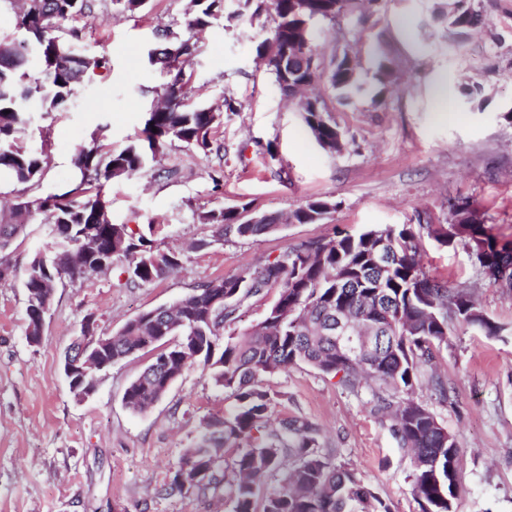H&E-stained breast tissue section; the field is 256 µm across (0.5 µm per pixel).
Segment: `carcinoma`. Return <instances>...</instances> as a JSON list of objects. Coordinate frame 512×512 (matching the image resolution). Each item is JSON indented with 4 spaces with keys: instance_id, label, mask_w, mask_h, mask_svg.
<instances>
[{
    "instance_id": "obj_1",
    "label": "carcinoma",
    "mask_w": 512,
    "mask_h": 512,
    "mask_svg": "<svg viewBox=\"0 0 512 512\" xmlns=\"http://www.w3.org/2000/svg\"><path fill=\"white\" fill-rule=\"evenodd\" d=\"M270 3L268 37L256 46L266 56L270 41L282 39L293 57L281 68L271 60L269 70L280 90L324 78L342 98L359 90L357 64L347 55L329 65L315 59L302 66L300 58L317 54L312 23L334 22L341 16L363 15L380 8L382 0H261L260 15ZM14 36L0 37V173L16 182L40 185L46 158L22 142L29 125V109L37 100L50 111H63L75 87L107 60L76 48L80 29L75 23L90 16L91 0H20ZM185 25L202 31L224 16L225 0H190ZM448 29L462 35L480 20L469 0L448 4ZM69 23L71 27L64 28ZM151 65L170 77L163 105L147 112L144 139L125 149L107 150L98 140L80 147L73 165L80 182L63 193H47L17 202L0 211V253L24 235L30 219L46 216L55 230L51 250L32 258L24 272L27 293L26 333L42 334L37 308L54 300L62 278L71 280L88 271L126 262L132 281L151 283L182 266L179 255L160 252L134 237L126 224L112 223L103 184L141 172L164 146L179 141L209 150L211 132L219 113L190 103L185 67L197 53V43L180 39L168 29L156 30ZM303 120L316 141L336 151L343 138L324 102ZM328 200H316L292 213L298 224H314L331 211ZM221 241L235 234L258 241L281 231L280 224H249L234 210L198 215ZM442 245L465 242L476 256L481 274L512 291V243L501 242L492 228L478 219L467 202L453 204L446 224L375 226L359 234L338 232L326 239L291 247L248 276L224 277L203 283L171 306L148 310L126 322L112 341L96 345L102 364L112 366L144 346V337L157 342L178 336V344L161 350L133 380L124 394L126 407L147 412L170 386L203 358L215 383L229 391L236 404L222 416L200 423L198 439L184 449L171 489L185 486L201 492L217 489L223 480L221 451L236 448L233 512H257L258 482L283 472L281 487L268 495L262 512H390L388 505L364 486L354 473L320 448L316 427L299 416L280 419L271 426L273 396L260 377L282 367L307 364L339 378L351 390L372 383L374 410L391 417L390 431L413 464L412 482L421 512H452L458 492L456 437L424 403L409 397L425 367L433 366L437 350L448 343V320L477 326L488 334L498 327L475 306L468 292L450 288L429 277L418 260L422 237ZM267 288L279 292L264 317L246 333L223 338L226 324L240 305ZM347 313L360 331L382 337L381 348L371 353L352 352L349 344L330 334L336 313ZM222 351H217L219 342Z\"/></svg>"
}]
</instances>
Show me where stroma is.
Listing matches in <instances>:
<instances>
[{
  "instance_id": "obj_1",
  "label": "stroma",
  "mask_w": 512,
  "mask_h": 512,
  "mask_svg": "<svg viewBox=\"0 0 512 512\" xmlns=\"http://www.w3.org/2000/svg\"><path fill=\"white\" fill-rule=\"evenodd\" d=\"M188 0H148L143 11H118L94 0L81 44L106 56V70L79 85L62 112L33 109V149L46 148L40 187L0 179V205L80 181L77 146L100 139L105 149L136 142L151 104L167 81L147 63L156 27L183 23ZM441 0H387L365 19L315 26L324 59L356 57L361 90L338 100L326 82L314 92L344 134L332 154L313 138L255 48L267 28L237 15L198 33L186 68L193 102L221 108L213 151L175 142L141 173L103 187L113 223L151 232L161 251L179 253L181 269L149 284L128 280L121 265L57 288L39 344L26 338L29 260L47 250L49 227L34 216L9 257L18 271L0 287V512H232V477L214 492L170 491L185 448L203 418L235 400L195 364L148 412L129 411L123 396L153 358L145 349L101 373L95 391L77 397L62 359L85 319L109 336L148 309L171 304L203 282L245 275L304 241L385 224H440L450 203L466 200L502 240L512 241V0H474L482 22L462 40L448 33ZM391 80L378 82L381 59ZM232 99L235 111L223 110ZM316 199L336 208L315 224H286L261 241L212 239L199 213L247 207L284 215ZM424 271L471 293L497 334L450 322L437 368L448 381L438 402L426 382L415 399L453 433L461 452L455 512H512V293L482 278L463 241L444 247L421 241ZM274 395L273 419L300 416L319 430L323 449L352 470L391 512H420L409 457L372 410V391L352 392L337 378L304 365L263 376Z\"/></svg>"
}]
</instances>
